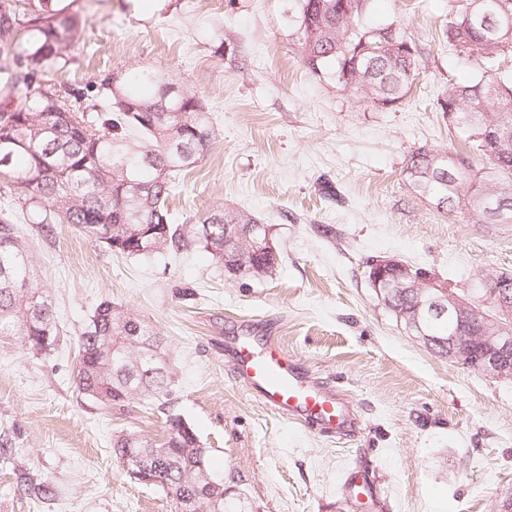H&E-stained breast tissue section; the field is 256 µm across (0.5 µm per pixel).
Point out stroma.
Here are the masks:
<instances>
[{
	"label": "stroma",
	"mask_w": 512,
	"mask_h": 512,
	"mask_svg": "<svg viewBox=\"0 0 512 512\" xmlns=\"http://www.w3.org/2000/svg\"><path fill=\"white\" fill-rule=\"evenodd\" d=\"M457 0H373L420 48L394 109L367 107L292 53L284 0H62L79 19L72 63L48 83L151 71L196 95L216 135L169 202L178 223L216 207L273 225L279 265L228 280L201 247L136 259L65 224L18 222L61 330L54 350L0 337V512H170L131 480L112 440L192 428L210 469L256 512H495L512 495V381L432 353L370 287L366 261L397 258L466 287L512 271V224L450 221L405 181L414 150L462 140L435 108L474 77L442 38ZM165 336L174 385L164 408L103 407L76 386L78 337L102 299ZM275 336L289 357L351 399L361 429L327 435L275 415L224 354L233 326ZM372 474L377 495L349 492Z\"/></svg>",
	"instance_id": "35a3bbf8"
}]
</instances>
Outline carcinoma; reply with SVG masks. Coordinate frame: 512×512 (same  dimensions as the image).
I'll list each match as a JSON object with an SVG mask.
<instances>
[{
  "instance_id": "carcinoma-1",
  "label": "carcinoma",
  "mask_w": 512,
  "mask_h": 512,
  "mask_svg": "<svg viewBox=\"0 0 512 512\" xmlns=\"http://www.w3.org/2000/svg\"><path fill=\"white\" fill-rule=\"evenodd\" d=\"M293 51L322 75L375 108L403 103L416 79L420 50L393 24L366 26L372 0H286ZM465 0L448 21V46L481 69L452 84L436 108L466 133L461 146L420 148L403 174L452 221L512 224V75L499 59L512 55V0ZM77 16L56 0H0V199L17 198L30 224H67L85 239L130 258H151L196 244L227 279H263L268 262L258 241L272 225L225 209L176 224L169 208L179 180L200 162L215 136L211 113L193 94L147 71L112 73L95 85L64 90L43 76L71 63ZM16 212L0 206V336H18L33 353L57 345L59 329L48 291L32 280ZM390 288L387 306L403 325L420 310L435 353L446 356L448 318L424 306L431 293ZM167 344L147 322L104 299L79 335V392L105 407L159 403L171 394ZM112 453L136 458L140 484L161 477L173 490L174 512H251L247 498L214 487L197 491L211 474L191 428L167 417L159 434L120 435Z\"/></svg>"
}]
</instances>
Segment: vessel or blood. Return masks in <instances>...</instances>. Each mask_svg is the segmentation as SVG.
Wrapping results in <instances>:
<instances>
[{"instance_id":"obj_1","label":"vessel or blood","mask_w":512,"mask_h":512,"mask_svg":"<svg viewBox=\"0 0 512 512\" xmlns=\"http://www.w3.org/2000/svg\"><path fill=\"white\" fill-rule=\"evenodd\" d=\"M224 352L243 386L273 413L329 435L358 432L351 401L289 359L275 337L247 327L226 342Z\"/></svg>"}]
</instances>
